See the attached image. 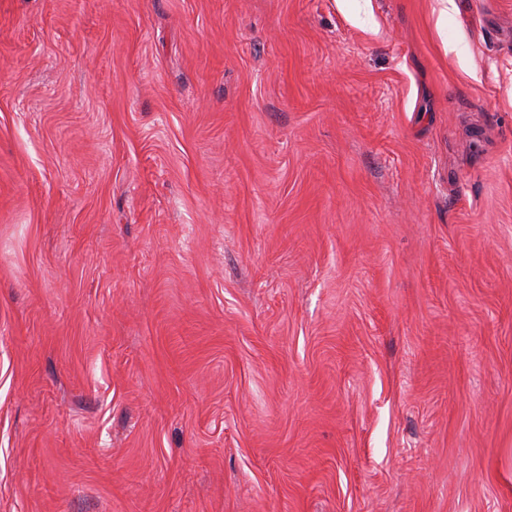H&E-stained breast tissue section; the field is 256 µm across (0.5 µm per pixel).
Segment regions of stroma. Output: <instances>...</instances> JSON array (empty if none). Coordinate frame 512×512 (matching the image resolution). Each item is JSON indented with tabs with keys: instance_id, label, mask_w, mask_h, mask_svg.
Instances as JSON below:
<instances>
[{
	"instance_id": "35a3bbf8",
	"label": "stroma",
	"mask_w": 512,
	"mask_h": 512,
	"mask_svg": "<svg viewBox=\"0 0 512 512\" xmlns=\"http://www.w3.org/2000/svg\"><path fill=\"white\" fill-rule=\"evenodd\" d=\"M0 0V512H512V0Z\"/></svg>"
}]
</instances>
